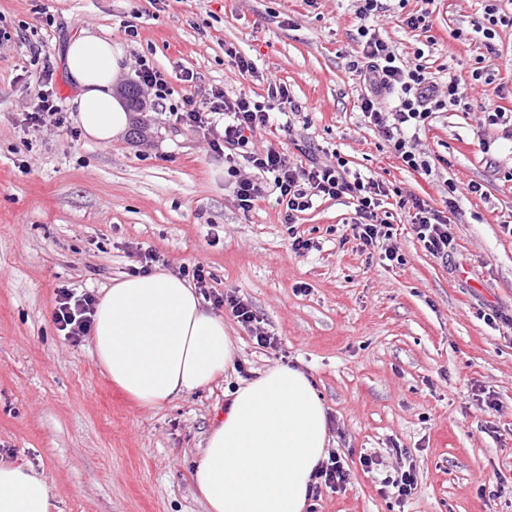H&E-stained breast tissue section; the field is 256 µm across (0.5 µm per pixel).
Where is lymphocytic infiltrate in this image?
Listing matches in <instances>:
<instances>
[{"mask_svg": "<svg viewBox=\"0 0 512 512\" xmlns=\"http://www.w3.org/2000/svg\"><path fill=\"white\" fill-rule=\"evenodd\" d=\"M357 56L349 62V71L361 88L358 108L365 122L378 129L404 166L419 172H431L426 152L419 148V133L427 128L434 114L460 107L462 95L457 79L438 83L426 64L424 49H416L413 59L402 60L393 47L378 33L375 23L384 12L383 0H358ZM42 87L23 122L27 127L51 126L65 133L73 128L54 90V65L43 56L40 68ZM138 83L154 97L159 110L174 124L200 133L215 155L225 163L244 160L260 173L271 175V184L247 177L237 179L233 195L241 209L252 210L275 191L277 202L285 210L286 222L312 209L315 200L349 197L355 205L351 226L361 251L383 248L390 262H401L402 256L393 242L394 232L379 216L391 190L386 184L354 173L343 157L312 152L306 163L291 164L286 154L275 145L255 149L256 133L271 125L270 114L300 112L301 106L290 95L286 84L269 82L266 101H258L241 93L228 95L223 88L198 89L196 94L175 96L165 71L148 60H141L136 72ZM412 212V229L418 242L433 257L448 260L455 248L451 211L432 207L418 197L405 199ZM55 321L59 331L72 342H81L92 325L97 305L95 295L73 288H58L55 297ZM216 306L230 311L239 323L252 332L257 345L276 348L278 338L265 332L250 304L236 292L214 294Z\"/></svg>", "mask_w": 512, "mask_h": 512, "instance_id": "f902f5d3", "label": "lymphocytic infiltrate"}]
</instances>
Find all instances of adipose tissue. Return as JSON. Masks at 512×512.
<instances>
[{"instance_id":"obj_1","label":"adipose tissue","mask_w":512,"mask_h":512,"mask_svg":"<svg viewBox=\"0 0 512 512\" xmlns=\"http://www.w3.org/2000/svg\"><path fill=\"white\" fill-rule=\"evenodd\" d=\"M124 62L121 46L91 30L78 32L66 50L76 122L87 140L102 146L130 125L115 91ZM91 339L110 381L149 408L210 387L235 356L223 318L166 271L113 283L97 305ZM328 444L326 407L310 378L274 367L235 390L209 430L191 479L207 512H304ZM52 499L41 474L0 460V512H51Z\"/></svg>"}]
</instances>
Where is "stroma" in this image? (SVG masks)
<instances>
[{"instance_id":"stroma-1","label":"stroma","mask_w":512,"mask_h":512,"mask_svg":"<svg viewBox=\"0 0 512 512\" xmlns=\"http://www.w3.org/2000/svg\"><path fill=\"white\" fill-rule=\"evenodd\" d=\"M407 8L428 11L429 31L405 27L393 7L378 19L382 37L405 59L434 38L431 71L441 83L457 78L465 103L436 113L421 135L428 175L403 166L358 112L347 69L358 49L355 0H168L161 11L153 0H0V26L12 33L0 44V458L43 474L54 512H206L191 472L212 420L243 381L277 366L310 377L328 410L329 449L351 469L346 490H323L317 512H512V329L488 320L512 313V183L494 172L512 166V142L490 161L476 148L497 135L479 117L498 100L494 86L469 79L487 54L473 32L477 0ZM135 11L132 39L123 23ZM84 29L124 48L121 92L135 85L141 56L182 94L191 91L185 69L230 95L286 83L302 110L274 114V133L258 134L255 148L282 144L292 163L304 145L335 150L404 195L437 208L453 199L451 261L424 250L395 204L383 217L404 263L360 251L346 234L355 216L346 197L299 215L292 227L319 248L295 253L275 196L239 208L223 158L152 107L131 111L127 135L109 146L24 127L36 48L54 64L63 110L75 113L64 51ZM230 47L255 75L230 62ZM472 181L483 195L449 194V183ZM142 248L173 274L205 265L213 291L247 300L278 347H259L225 315L235 358L222 379L159 409L137 404L97 365L90 337L65 339L54 313L57 288L102 295L138 266ZM366 454L379 471L363 469ZM410 464L418 484L409 501L382 496L381 472Z\"/></svg>"}]
</instances>
